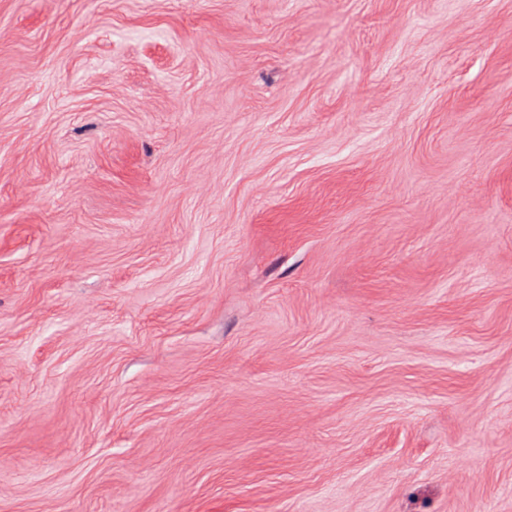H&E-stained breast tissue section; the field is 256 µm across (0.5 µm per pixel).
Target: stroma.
I'll return each instance as SVG.
<instances>
[{"mask_svg":"<svg viewBox=\"0 0 512 512\" xmlns=\"http://www.w3.org/2000/svg\"><path fill=\"white\" fill-rule=\"evenodd\" d=\"M0 512H512V0H0Z\"/></svg>","mask_w":512,"mask_h":512,"instance_id":"1","label":"stroma"}]
</instances>
